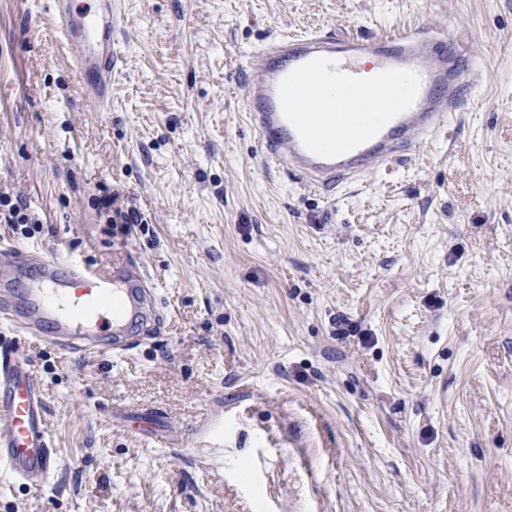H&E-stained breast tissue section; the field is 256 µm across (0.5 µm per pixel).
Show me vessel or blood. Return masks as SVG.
<instances>
[{
  "label": "vessel or blood",
  "mask_w": 512,
  "mask_h": 512,
  "mask_svg": "<svg viewBox=\"0 0 512 512\" xmlns=\"http://www.w3.org/2000/svg\"><path fill=\"white\" fill-rule=\"evenodd\" d=\"M50 5L86 107L107 111L116 7L112 0ZM366 65L376 73L369 85L361 80ZM471 69L466 43L439 30L417 27L379 40L287 34L255 56L247 119L266 158L287 159L297 179L326 190L445 134L451 118L468 106ZM339 95L353 98L354 114L334 110ZM385 97L392 105L376 110ZM23 260V252L0 249V282L13 287L12 300L0 304V321L20 335L115 355L155 312L154 294L138 271L54 257L21 281L15 269ZM0 466L16 481L46 479L57 467L40 385L18 359L0 363Z\"/></svg>",
  "instance_id": "b4317fda"
}]
</instances>
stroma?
<instances>
[{
  "label": "stroma",
  "instance_id": "35a3bbf8",
  "mask_svg": "<svg viewBox=\"0 0 512 512\" xmlns=\"http://www.w3.org/2000/svg\"><path fill=\"white\" fill-rule=\"evenodd\" d=\"M53 26L0 0V190L43 221L0 244L140 267L162 319L120 357L0 322L59 457L0 512H512V0H121L107 112ZM419 26L484 61L445 136L329 192L264 161L256 50ZM118 201L119 194L113 193L112 198L104 202L106 208H111L110 224L115 225L125 235L129 234L132 228H135V224H145V220L138 211L128 207L125 209L122 204L118 205ZM118 224H120L119 227Z\"/></svg>",
  "mask_w": 512,
  "mask_h": 512
}]
</instances>
